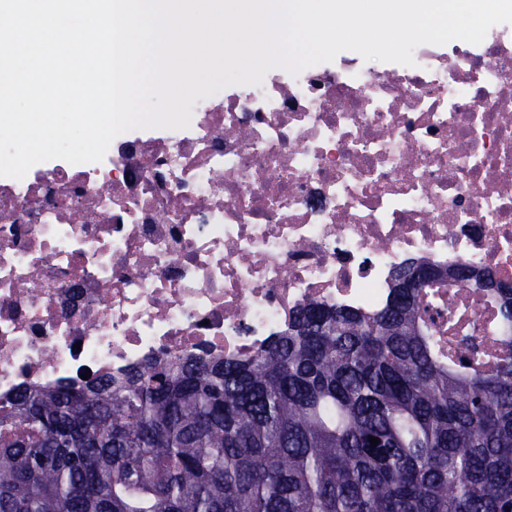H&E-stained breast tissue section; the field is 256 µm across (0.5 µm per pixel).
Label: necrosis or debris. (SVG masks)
Listing matches in <instances>:
<instances>
[{
	"label": "necrosis or debris",
	"instance_id": "obj_1",
	"mask_svg": "<svg viewBox=\"0 0 512 512\" xmlns=\"http://www.w3.org/2000/svg\"><path fill=\"white\" fill-rule=\"evenodd\" d=\"M413 57L275 68L197 100L189 128L0 177V402L254 351L311 301L379 311L410 264L512 281V24ZM437 306L498 348L481 296Z\"/></svg>",
	"mask_w": 512,
	"mask_h": 512
}]
</instances>
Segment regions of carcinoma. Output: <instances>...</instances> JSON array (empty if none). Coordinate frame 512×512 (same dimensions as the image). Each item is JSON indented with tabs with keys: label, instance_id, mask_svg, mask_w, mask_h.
I'll return each instance as SVG.
<instances>
[{
	"label": "carcinoma",
	"instance_id": "cac0c4a2",
	"mask_svg": "<svg viewBox=\"0 0 512 512\" xmlns=\"http://www.w3.org/2000/svg\"><path fill=\"white\" fill-rule=\"evenodd\" d=\"M418 269L383 310L309 303L254 352L19 391L0 512H512V357L444 348L430 289L474 276ZM477 292L511 330L512 288Z\"/></svg>",
	"mask_w": 512,
	"mask_h": 512
}]
</instances>
